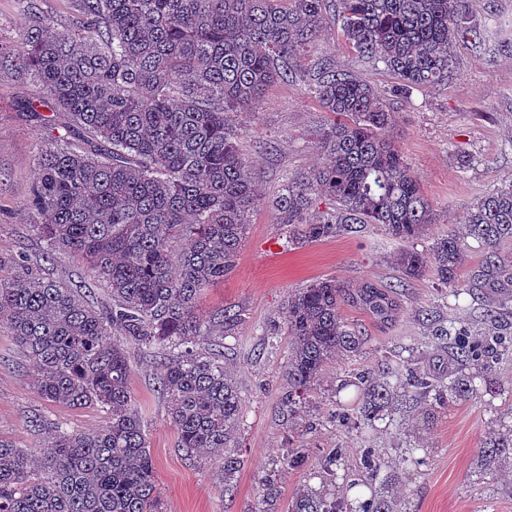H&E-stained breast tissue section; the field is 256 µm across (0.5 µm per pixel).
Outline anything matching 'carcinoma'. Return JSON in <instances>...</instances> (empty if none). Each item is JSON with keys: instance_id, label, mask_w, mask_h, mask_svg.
Masks as SVG:
<instances>
[{"instance_id": "cac0c4a2", "label": "carcinoma", "mask_w": 512, "mask_h": 512, "mask_svg": "<svg viewBox=\"0 0 512 512\" xmlns=\"http://www.w3.org/2000/svg\"><path fill=\"white\" fill-rule=\"evenodd\" d=\"M27 26L0 47V73L36 83L43 100L23 109L47 128L65 118L68 136L40 150L38 180L28 208L47 253L71 252L103 281L112 304L90 305L82 287L25 271L0 258V328L8 329L32 369L43 399L107 414L94 431H70L40 415L33 431H51L40 449L0 439V512H161L160 490L141 416L129 387L126 345L162 350L161 390L178 447L211 458L231 447L242 397L224 366L206 355L242 322L240 311L207 321L196 315L201 291L230 273L262 199L240 152L232 117L265 89L293 77V61L323 29L328 0H76L77 15L59 29L40 0H16ZM467 0H334L345 44L381 62L406 96L448 83L455 44L480 33L465 25ZM310 90L335 120L323 132L322 161L287 179L268 204L315 242L346 224H378L405 243L396 264L409 278L428 273L454 284L466 263V238L486 250L466 291L512 301V185L480 199L466 231L412 243L436 222L419 178L396 145V113L362 79L323 61ZM46 106L51 113H40ZM319 192L336 203L305 223ZM395 295L368 283L352 292L335 278L315 280L288 298V391L293 409L337 354L353 356L362 332L342 316L358 305L385 319ZM448 341V380L431 378L407 361L374 377L344 382L360 391L354 425L373 426L404 395L438 406L477 398L473 373H484L512 350L496 331L473 340L463 323L429 324ZM120 336L123 341L114 340ZM357 476L371 479L379 463L359 450ZM295 512H342L323 498L296 500Z\"/></svg>"}]
</instances>
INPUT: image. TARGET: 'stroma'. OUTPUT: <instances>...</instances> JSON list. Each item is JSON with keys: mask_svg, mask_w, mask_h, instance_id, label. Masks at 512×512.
Returning a JSON list of instances; mask_svg holds the SVG:
<instances>
[{"mask_svg": "<svg viewBox=\"0 0 512 512\" xmlns=\"http://www.w3.org/2000/svg\"><path fill=\"white\" fill-rule=\"evenodd\" d=\"M469 4L481 41L458 42L447 84L422 88L408 100L394 95L396 79L383 64L346 48L337 16H329L325 30L297 60L299 77L271 85L251 111L237 116L240 149L253 165L263 196H274L287 177L310 171L321 160L320 135L333 116L310 93L309 76L326 58L374 85L396 112L391 135L436 213L429 238L461 230L480 198L512 183V0ZM41 96L37 86L0 75V256L5 258L47 253L26 203L36 180L37 153L55 144L59 132L21 110L22 102ZM249 220L234 271L205 288L198 307L204 317L227 306L243 313L242 324L225 337L220 358L244 399L233 443L241 467L231 485H224L217 461L191 458L178 448L158 391L156 349H130V388L155 463L163 512H292L302 489L343 500L363 448L375 449L384 490L403 496L405 512H512V467L484 466L481 453L487 439L512 426L511 362L474 379L476 400L445 408L397 403L389 427L364 433L331 417L337 405L349 411L357 405L355 387L340 388L339 376L376 369L383 356L411 357L424 372L447 377L448 350L425 338L420 311L453 317L480 331L495 297L476 301L454 294L431 274L403 278L393 262L400 241L374 224H351L337 237L292 244L286 224L267 206L255 208ZM50 256L41 266L43 276L81 285L92 305L107 303L105 284L79 257L61 251ZM327 277L352 288L368 282L384 290L398 286L399 307L388 321L344 307V320L365 338L362 349L329 364L302 408L290 414L281 405L288 389V298ZM30 380L27 363L8 331L0 329V438L19 448H37L41 437L29 425L36 414L70 430L104 425L102 409L45 401ZM409 447L420 449L425 466L398 468L397 459ZM294 448L304 450L305 460L285 466ZM339 448L347 451L344 461L332 471L322 470V461Z\"/></svg>", "mask_w": 512, "mask_h": 512, "instance_id": "obj_1", "label": "stroma"}]
</instances>
